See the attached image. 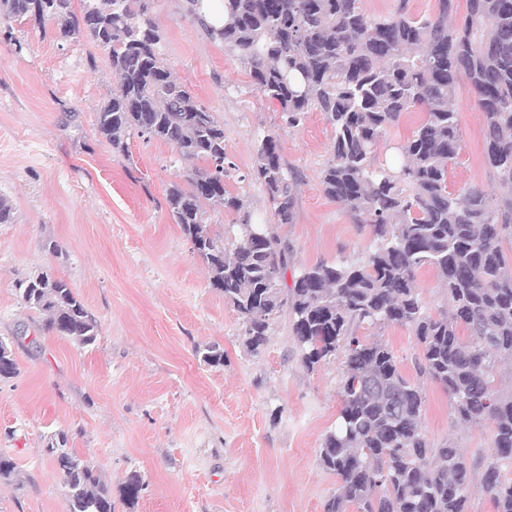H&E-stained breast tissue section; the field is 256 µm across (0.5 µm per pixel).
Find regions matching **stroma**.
<instances>
[{
    "instance_id": "1",
    "label": "stroma",
    "mask_w": 512,
    "mask_h": 512,
    "mask_svg": "<svg viewBox=\"0 0 512 512\" xmlns=\"http://www.w3.org/2000/svg\"><path fill=\"white\" fill-rule=\"evenodd\" d=\"M153 16L172 74L224 127V187L252 223L273 225L294 248L289 273L321 261H360L367 231L328 199L320 174L333 130L309 112L288 128L249 69L211 40L186 0H154ZM115 79L89 38L58 41L28 24L0 21V197L14 221L0 224V338L11 340L17 374L0 380V454L15 471L0 479V512H69L45 448L55 433L112 486L114 512H323L339 480L319 464V446L340 409L337 361L307 371L287 317L271 325L263 353L245 348L234 307L210 288L191 242L174 224L165 192L185 163L164 142L131 135L118 152L97 131ZM455 110L462 149L448 168L452 192L477 185L500 201L483 153V123L466 79ZM274 136L296 172L295 219L277 223L256 181V146ZM57 251H50V244ZM52 269L99 324L94 344L48 332L19 297L20 283ZM379 336L406 376L419 353L408 327ZM210 345L220 367L203 362ZM422 429L435 445L454 440L470 469V512H493L481 491L493 456L489 426H456L447 393L423 386ZM144 485L137 504L121 486Z\"/></svg>"
}]
</instances>
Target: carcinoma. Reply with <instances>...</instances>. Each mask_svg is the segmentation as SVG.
<instances>
[{"label":"carcinoma","instance_id":"carcinoma-1","mask_svg":"<svg viewBox=\"0 0 512 512\" xmlns=\"http://www.w3.org/2000/svg\"><path fill=\"white\" fill-rule=\"evenodd\" d=\"M0 0V20L55 24L61 41L86 36L106 52L116 86L97 112L100 134L123 151L132 132L171 145L190 163L183 183L166 190L174 223L207 268L209 285L233 305L243 343L254 356L270 325L288 314L293 346L313 372L342 366L336 427L319 448V464L339 478L324 512H469V476L460 448L433 445L422 432L420 379L440 385L461 426L489 423L494 459L482 488L494 512H512V0H468L454 19V0L434 15L394 12L371 18L362 0H224L226 19L211 39L249 67L258 90L290 128L318 110L333 129L332 157L321 171L324 194L354 223L368 228L361 263L324 262L300 270L282 287L293 248L268 224L251 223L242 199L224 189V126L161 54L154 0ZM465 76L484 117L487 164L509 190L496 206L474 186L448 190V166L461 149L457 80ZM412 109L424 119L398 147L394 164L374 163L386 127ZM255 179L264 184L279 224L294 220L295 176L277 140L256 147ZM243 213L231 250L208 224L205 206ZM431 268L445 288L446 309L432 313L420 298L417 272ZM45 326L80 345L95 342L98 323L67 282L46 269L19 289ZM391 324L412 330L419 346L417 379L400 371L381 340L357 329ZM18 370L0 341V379ZM48 443L70 512H112V491L93 463ZM143 490L132 475L127 502Z\"/></svg>","mask_w":512,"mask_h":512}]
</instances>
